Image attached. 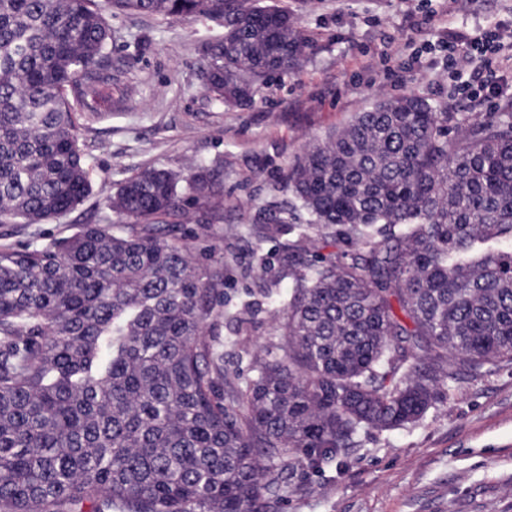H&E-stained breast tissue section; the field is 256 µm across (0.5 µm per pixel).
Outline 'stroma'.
<instances>
[{"mask_svg":"<svg viewBox=\"0 0 512 512\" xmlns=\"http://www.w3.org/2000/svg\"><path fill=\"white\" fill-rule=\"evenodd\" d=\"M288 8L311 43L294 71L259 85L253 103L228 108L205 90L201 46L222 22L121 12L100 4L112 30L111 99L71 98L93 192L45 224H0V246L33 247L113 224L108 198L117 183L148 166L182 169L222 162L219 218L174 228L200 265L224 274V316L207 332L224 350V369L248 377L252 356L274 338L273 297L295 225L284 176L311 142L384 98L419 97L440 109L473 111L457 97L442 53L424 52L438 29H512V0H261ZM380 65L369 70L367 56ZM281 231L268 236L269 215ZM268 512H512V367L463 378L452 402L416 423L363 433L342 466L294 467L288 490Z\"/></svg>","mask_w":512,"mask_h":512,"instance_id":"stroma-1","label":"stroma"}]
</instances>
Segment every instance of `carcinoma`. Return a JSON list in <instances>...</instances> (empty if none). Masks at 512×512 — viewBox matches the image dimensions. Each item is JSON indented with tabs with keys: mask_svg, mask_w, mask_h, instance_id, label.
<instances>
[{
	"mask_svg": "<svg viewBox=\"0 0 512 512\" xmlns=\"http://www.w3.org/2000/svg\"><path fill=\"white\" fill-rule=\"evenodd\" d=\"M224 21L206 88L228 106L295 69L308 41L249 0H107ZM112 33L92 0H0V224H41L92 191L71 89ZM286 179L309 222L254 376L224 382L206 333L221 273L165 218L221 196L223 171L150 166L110 197L118 224L0 247V512H267L287 473L342 464L361 433L423 418L465 374L512 366V112L383 100L311 144ZM342 236L313 264L302 254Z\"/></svg>",
	"mask_w": 512,
	"mask_h": 512,
	"instance_id": "1",
	"label": "carcinoma"
}]
</instances>
